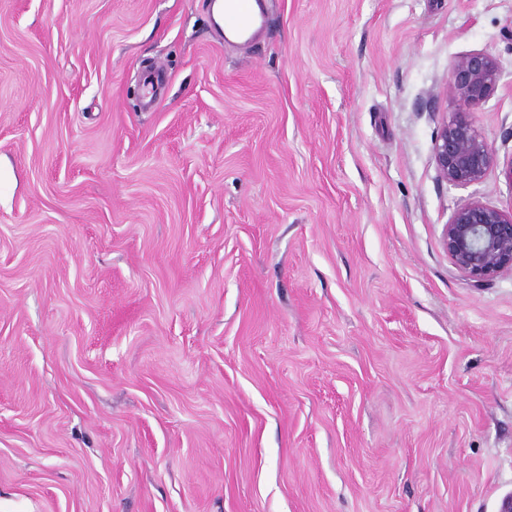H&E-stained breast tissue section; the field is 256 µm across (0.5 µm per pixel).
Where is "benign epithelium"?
<instances>
[{"label": "benign epithelium", "mask_w": 512, "mask_h": 512, "mask_svg": "<svg viewBox=\"0 0 512 512\" xmlns=\"http://www.w3.org/2000/svg\"><path fill=\"white\" fill-rule=\"evenodd\" d=\"M499 75L496 58L483 51L451 60L444 94L457 108L441 123L434 143L440 180L474 184L496 166L495 150L477 132L473 115L495 92ZM443 244L455 267L475 283L512 271V211L473 200L457 208L444 225Z\"/></svg>", "instance_id": "obj_1"}]
</instances>
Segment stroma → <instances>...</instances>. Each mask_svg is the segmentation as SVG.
Returning <instances> with one entry per match:
<instances>
[{
    "label": "stroma",
    "instance_id": "1",
    "mask_svg": "<svg viewBox=\"0 0 512 512\" xmlns=\"http://www.w3.org/2000/svg\"><path fill=\"white\" fill-rule=\"evenodd\" d=\"M0 0V512H497L512 0ZM493 54L480 182L441 181L450 61ZM166 72L153 109L138 93ZM213 15L221 20L224 13V26L235 36H252L259 24V17L254 10L253 0H226L216 2ZM248 37V38H249ZM443 244L455 267L475 283L512 271V211L473 200L453 212Z\"/></svg>",
    "mask_w": 512,
    "mask_h": 512
}]
</instances>
